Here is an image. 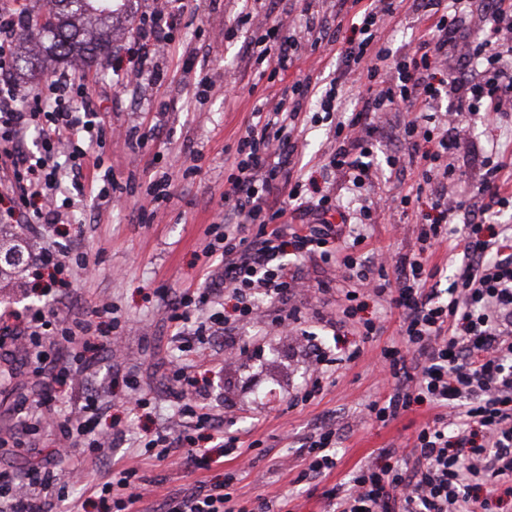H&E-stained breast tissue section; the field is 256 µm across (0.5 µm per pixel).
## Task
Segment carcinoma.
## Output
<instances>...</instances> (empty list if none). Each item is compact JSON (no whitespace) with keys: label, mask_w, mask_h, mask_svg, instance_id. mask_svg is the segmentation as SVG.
<instances>
[{"label":"carcinoma","mask_w":512,"mask_h":512,"mask_svg":"<svg viewBox=\"0 0 512 512\" xmlns=\"http://www.w3.org/2000/svg\"><path fill=\"white\" fill-rule=\"evenodd\" d=\"M70 7L61 9L64 21L45 28L36 37L26 34L17 52L25 65L42 57L70 62H95L112 47V32L118 17L112 0H62Z\"/></svg>","instance_id":"obj_1"}]
</instances>
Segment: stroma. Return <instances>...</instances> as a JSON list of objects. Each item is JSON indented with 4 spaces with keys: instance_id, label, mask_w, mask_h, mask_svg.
Here are the masks:
<instances>
[{
    "instance_id": "obj_1",
    "label": "stroma",
    "mask_w": 512,
    "mask_h": 512,
    "mask_svg": "<svg viewBox=\"0 0 512 512\" xmlns=\"http://www.w3.org/2000/svg\"><path fill=\"white\" fill-rule=\"evenodd\" d=\"M153 6V0H130L128 16L113 37L107 58L86 67L87 99L99 121L114 128L135 125L147 136L142 145L108 137L95 147L123 191L121 206H98L97 187L87 180L75 184L70 170L62 169L60 190L75 201L73 218L60 225L58 236L72 269L68 284L43 296L34 294L31 282L40 266L33 260L14 286L0 291V313L54 310L74 318L104 301L114 305L120 324L112 326L111 317L105 315L102 330L117 335L120 354L109 358L96 352L82 383L57 387L52 405L60 416L92 398L106 405L108 411L96 428L109 434L116 460L142 452L149 434L169 423L171 407L165 388L171 377L168 363L177 356L178 344L165 303L182 289L208 285L205 273L215 260L204 248L211 240L210 228L219 224L224 211V190L239 138L249 124L257 122L258 109L278 95L284 84L307 77L317 89L329 85L336 75V54L353 35L356 13L350 0H312L307 7L301 0H188L174 34L173 53L162 62L163 80L144 95L119 86L110 66L124 55L138 19ZM265 15L293 20L303 44L300 59L282 76L273 72L272 55L250 42L257 34V17ZM312 18L328 24L333 37L314 52L306 46ZM428 24L417 0H401L377 37L399 57L412 51ZM201 71L231 72L232 103L224 101L228 93L224 86L207 92L196 89ZM342 94L344 112L327 117L314 104L295 118L293 175L321 180V167L335 144L332 128L343 120L345 111L359 105L356 85L345 83ZM406 118L403 112L388 114L384 135L372 145L371 177L362 186H353L341 176L333 179L329 190L336 209L328 216L330 223H356L366 201L379 194L404 193L417 184L420 174L408 165L409 150L400 136ZM463 121L469 136L452 157L456 179L448 190L473 202L492 143L512 141V115L494 131L479 113L464 115ZM165 175L170 176L172 187L169 196L161 198L156 183ZM432 191V186H425L419 201L409 207L375 213L368 237L355 248V256L366 262L376 251L404 254L413 249L416 224L432 214ZM337 300L333 290L295 298L304 327L312 334L307 342L278 330L265 336L259 325L238 322L236 332L246 341V352L234 365L207 371L205 398L223 416L224 431L251 443L253 468L240 475L235 461L228 460L189 473L144 460L142 471L150 481L151 494L144 497L143 506L233 472L237 478L231 492L246 505L286 493L290 512H324L326 490L381 449L412 444L429 417L426 407H414L385 424L370 418L367 410L382 391L376 364L383 350L402 344L400 310L366 300L361 315L373 320L380 332L365 341L356 326H330ZM315 344L331 361L332 381L314 399L289 405V398L306 387ZM25 347L21 337L13 341L9 353L0 352V439L6 441L0 446V469L21 474L39 466L43 450L57 447L61 440L58 430L44 428L29 436L27 447L14 445L21 432L19 397L36 399L44 394L28 373ZM354 348L359 349V357L342 364L343 353ZM132 379L149 401L147 408L134 412L125 404ZM332 422L341 435L335 468L316 479L299 480L304 468L303 437Z\"/></svg>"
}]
</instances>
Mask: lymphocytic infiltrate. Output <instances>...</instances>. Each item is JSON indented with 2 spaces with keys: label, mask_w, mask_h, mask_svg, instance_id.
I'll return each mask as SVG.
<instances>
[{
  "label": "lymphocytic infiltrate",
  "mask_w": 512,
  "mask_h": 512,
  "mask_svg": "<svg viewBox=\"0 0 512 512\" xmlns=\"http://www.w3.org/2000/svg\"><path fill=\"white\" fill-rule=\"evenodd\" d=\"M420 2L430 24L412 53L400 59L376 38L380 25L395 13L396 0H371L361 10V21L353 27L355 36L341 48L340 56L346 69L363 68L367 96L360 110L337 124L336 148L328 162L329 168L361 183L378 120L388 112H406L403 134L414 145L408 162L424 183H435L436 216L418 225L417 252L393 258L395 279L375 282L374 265L357 263L352 249L365 237L359 225L341 230L330 224V195L303 202L302 182L281 175L293 144L278 114L288 108L301 111L306 98L314 95L306 79L284 86L271 107L273 119L261 130H247L238 141L235 172L224 192L230 204L224 221L233 232L223 244L207 247L208 252L221 253L223 278L211 281L206 292L186 290L168 303L176 329L190 322L199 336L221 329L230 347L237 339L228 317L195 315L209 298L233 299L242 321L253 319L263 301L282 307V321H295L296 312L289 304L299 280L285 261L292 249L319 255L339 272L343 282L336 312L339 323L357 321L358 299L364 293L400 310L404 346L383 353L382 371L392 377L393 387L372 401L368 410L384 423L416 404L428 405L433 415L415 436L412 466H398L396 449H382L378 459L358 466L347 481L327 492L330 512H487L490 502L479 496L487 486L493 488L497 504L512 502V235L487 222L489 212L512 209V165L507 162L512 147L493 145L485 160L477 188L486 199L483 208L473 209L468 201L447 193L455 175L450 158L460 140L457 117L481 112L494 121L512 110V0H489L484 36L477 42L461 36L466 24L461 0ZM443 2L447 13H434V6ZM182 14L179 0H163L141 18L128 58L112 63L120 84L136 90L156 84L162 75L161 55L170 47ZM451 56L461 63L481 64L480 79L438 78L439 67ZM87 89L86 75L72 73L60 74L34 91L8 81L0 85V159L10 162L17 189L11 208L22 212L42 238L41 264L59 275L69 271L52 236L62 217L57 203L60 159L69 156L73 169L87 171L92 179L102 166L93 146L104 139L105 130L79 107ZM442 95L451 102L444 119L431 110ZM30 128L41 140L40 152L32 156L16 150L21 134ZM279 193L289 201H302L303 212L315 216V223L286 231L287 204L273 200ZM458 219L467 228L459 238L451 229ZM443 244L462 255L452 283L444 290L435 285L439 269L430 263ZM112 311L108 304L94 307L68 327L50 314L26 319L27 364L43 386L81 374L92 340H99L102 350H111V337L99 334V319ZM54 329L69 345L67 359L48 358L42 348L43 336ZM180 352L171 391L172 417L180 432L175 436L167 430L155 432L145 451L155 461L172 459L188 471L207 469L215 456L197 447L194 434L221 426L220 416L203 399L197 373L211 358L186 345ZM90 411L84 418L66 417L58 428L70 450L86 448L104 458L107 437L91 427L100 409L94 405ZM337 440L335 427L329 425L306 440L303 477L316 478L335 468L332 449ZM141 469L137 460L107 462L99 482L87 490L89 499L111 504L112 512H135L143 499ZM232 481L228 474L223 481L203 482L183 494L163 496L161 508L163 512H276L286 505L277 497L261 498L252 509L238 504L229 490ZM57 492L49 470L35 469L21 476L0 472V512H43L44 500Z\"/></svg>",
  "instance_id": "lymphocytic-infiltrate-1"
}]
</instances>
